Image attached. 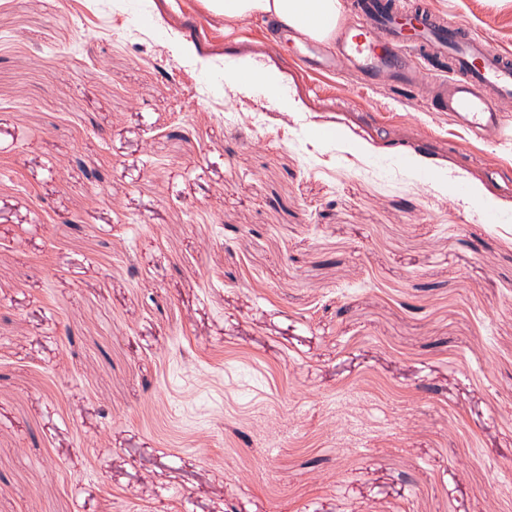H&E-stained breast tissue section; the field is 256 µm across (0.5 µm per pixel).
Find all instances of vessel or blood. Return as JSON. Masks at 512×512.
<instances>
[{
	"mask_svg": "<svg viewBox=\"0 0 512 512\" xmlns=\"http://www.w3.org/2000/svg\"><path fill=\"white\" fill-rule=\"evenodd\" d=\"M356 23L330 51L301 42L298 62L310 71L356 74L369 85L396 84L431 109L448 113L477 137L505 133L512 101V51L494 48L428 0H347Z\"/></svg>",
	"mask_w": 512,
	"mask_h": 512,
	"instance_id": "obj_1",
	"label": "vessel or blood"
}]
</instances>
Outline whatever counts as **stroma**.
<instances>
[{
  "instance_id": "1",
  "label": "stroma",
  "mask_w": 512,
  "mask_h": 512,
  "mask_svg": "<svg viewBox=\"0 0 512 512\" xmlns=\"http://www.w3.org/2000/svg\"><path fill=\"white\" fill-rule=\"evenodd\" d=\"M295 47L0 0V512H512V140Z\"/></svg>"
}]
</instances>
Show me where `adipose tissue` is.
<instances>
[{
    "label": "adipose tissue",
    "instance_id": "1",
    "mask_svg": "<svg viewBox=\"0 0 512 512\" xmlns=\"http://www.w3.org/2000/svg\"><path fill=\"white\" fill-rule=\"evenodd\" d=\"M206 8L223 15L225 27L251 19H274L296 32L328 43L343 18L341 0H205Z\"/></svg>",
    "mask_w": 512,
    "mask_h": 512
}]
</instances>
